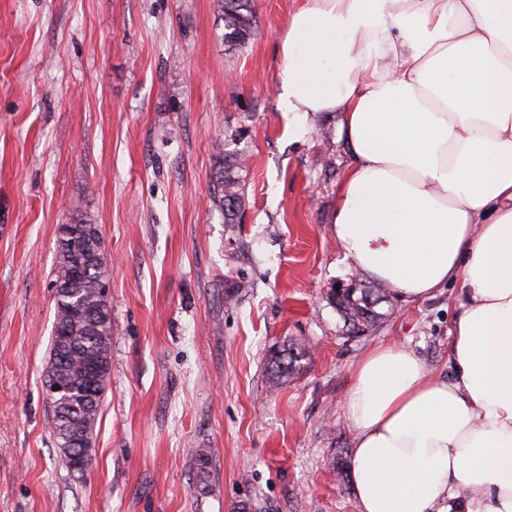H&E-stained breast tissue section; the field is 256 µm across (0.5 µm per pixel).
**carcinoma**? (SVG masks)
I'll return each mask as SVG.
<instances>
[{
	"label": "carcinoma",
	"instance_id": "obj_1",
	"mask_svg": "<svg viewBox=\"0 0 512 512\" xmlns=\"http://www.w3.org/2000/svg\"><path fill=\"white\" fill-rule=\"evenodd\" d=\"M216 9L224 21L225 45L232 50L245 46L253 33L252 0H216ZM223 160V171L216 176L213 200L215 206L224 212V223L235 224L244 199V184L237 175V170L240 169L238 159L226 154ZM77 223L86 225L88 250L80 248L79 240L63 234L59 235L56 241L58 271L54 283V325L69 328L71 347L68 353L61 356L56 352V344H51L50 367L47 372L49 377L74 378L78 376L87 355L99 351L111 353L112 323L103 325L94 316L100 302L94 293V285L89 281L80 282L67 277V267L86 260L90 252L93 253L99 270L108 271V261L98 225L88 217L78 219ZM389 295L390 288L378 283L371 288L362 289L358 297L355 296V291H347L335 300V303L350 326L366 329L383 317V314L375 311V307L388 302ZM78 301L86 305L92 316L84 320L72 318L71 308ZM306 356L303 348L295 352L281 350L272 354L266 369L269 388H280L288 379V375L296 369V363ZM100 405L101 400L89 403L77 391L71 392L60 402H52L53 437H58L64 426L76 421L84 425L86 432H93ZM192 456L199 487L204 490L207 488L210 449L200 448L194 451Z\"/></svg>",
	"mask_w": 512,
	"mask_h": 512
}]
</instances>
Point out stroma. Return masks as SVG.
Listing matches in <instances>:
<instances>
[{"instance_id": "stroma-1", "label": "stroma", "mask_w": 512, "mask_h": 512, "mask_svg": "<svg viewBox=\"0 0 512 512\" xmlns=\"http://www.w3.org/2000/svg\"><path fill=\"white\" fill-rule=\"evenodd\" d=\"M252 6L231 51L215 0H0V512H358L354 365L392 340L451 371L459 285L346 327L333 288L372 280L333 240L337 118L289 138L276 46L296 0ZM222 151L247 159L233 226L212 203ZM83 215L112 260V369L75 474L44 377L57 230ZM290 344L308 355L269 390Z\"/></svg>"}]
</instances>
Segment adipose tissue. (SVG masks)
Masks as SVG:
<instances>
[{"instance_id": "ef3b65f1", "label": "adipose tissue", "mask_w": 512, "mask_h": 512, "mask_svg": "<svg viewBox=\"0 0 512 512\" xmlns=\"http://www.w3.org/2000/svg\"><path fill=\"white\" fill-rule=\"evenodd\" d=\"M277 51L289 136L340 116L344 260L462 291L449 378L395 342L353 368L358 512H512V0H299Z\"/></svg>"}]
</instances>
